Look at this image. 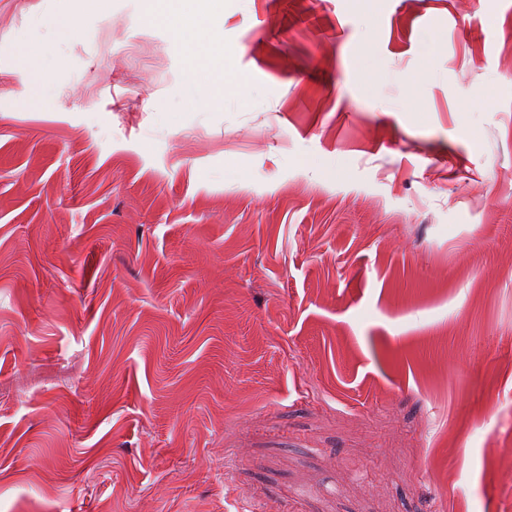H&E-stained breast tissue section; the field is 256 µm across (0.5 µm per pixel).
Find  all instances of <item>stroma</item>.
Returning <instances> with one entry per match:
<instances>
[{"instance_id": "1", "label": "stroma", "mask_w": 512, "mask_h": 512, "mask_svg": "<svg viewBox=\"0 0 512 512\" xmlns=\"http://www.w3.org/2000/svg\"><path fill=\"white\" fill-rule=\"evenodd\" d=\"M39 3L0 0V512H512V0H224L221 108L143 0ZM73 0H42V19L56 30L61 39H68L77 31V23L70 12ZM20 54L27 65V77L30 87V97L23 104L25 109L43 107L46 104L45 90L51 82L54 70L53 57L46 48L24 47Z\"/></svg>"}]
</instances>
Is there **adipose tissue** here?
I'll list each match as a JSON object with an SVG mask.
<instances>
[{
	"label": "adipose tissue",
	"instance_id": "ef3b65f1",
	"mask_svg": "<svg viewBox=\"0 0 512 512\" xmlns=\"http://www.w3.org/2000/svg\"><path fill=\"white\" fill-rule=\"evenodd\" d=\"M149 7L141 20L151 26H162L187 48L189 85L188 95L193 105L216 107L224 102V86L229 78L223 72L213 70L214 58L224 49L213 37L209 19L217 18L222 0H210L208 16H201L186 8V0H148ZM27 65V77L31 94L26 108L45 105V90L51 82L54 69L53 57L48 49L25 47L20 51Z\"/></svg>",
	"mask_w": 512,
	"mask_h": 512
}]
</instances>
